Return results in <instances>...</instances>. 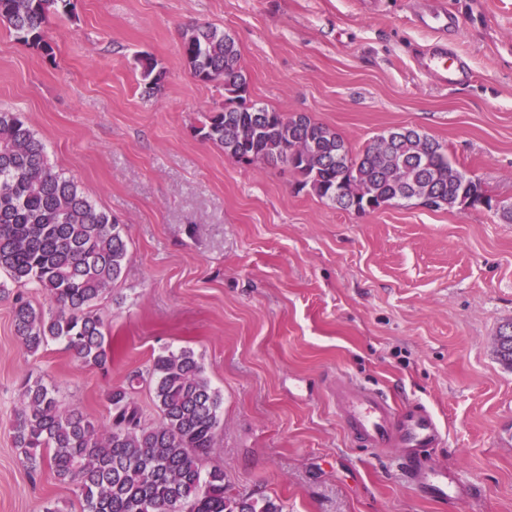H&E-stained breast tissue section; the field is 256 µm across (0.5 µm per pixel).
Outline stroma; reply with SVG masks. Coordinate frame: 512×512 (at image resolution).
Returning a JSON list of instances; mask_svg holds the SVG:
<instances>
[{"mask_svg": "<svg viewBox=\"0 0 512 512\" xmlns=\"http://www.w3.org/2000/svg\"><path fill=\"white\" fill-rule=\"evenodd\" d=\"M438 2L472 68L456 87L418 66L433 35L417 19ZM191 23L235 39L253 101L309 115L355 150L414 128L512 201V0H77L50 16L48 55L0 25V110L23 113L51 167L118 217L129 245L95 306L108 372L58 342L27 355L0 298V512H81L73 486L20 463L25 379L100 425L112 387L184 348L222 397L203 468L237 493L287 512H512V370L495 353L512 322V222L413 204L360 216L300 188L287 165L235 162L199 133L224 89L189 73ZM144 52L165 71L151 96ZM340 383L428 405L445 430L432 454L468 498L423 499L394 449L351 437Z\"/></svg>", "mask_w": 512, "mask_h": 512, "instance_id": "obj_1", "label": "stroma"}]
</instances>
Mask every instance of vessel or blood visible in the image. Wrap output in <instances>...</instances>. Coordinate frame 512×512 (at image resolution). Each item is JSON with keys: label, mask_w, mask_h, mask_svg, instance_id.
<instances>
[{"label": "vessel or blood", "mask_w": 512, "mask_h": 512, "mask_svg": "<svg viewBox=\"0 0 512 512\" xmlns=\"http://www.w3.org/2000/svg\"><path fill=\"white\" fill-rule=\"evenodd\" d=\"M420 24L437 34L419 58L421 69L445 86L467 80L472 74L469 62L447 38L458 27L456 18L442 9L421 18ZM336 404L348 432L365 446L398 450L405 480L423 489L428 499L441 501L464 494L456 474L425 454L442 440L440 425L428 407L412 404L400 409L385 393L351 385L337 387Z\"/></svg>", "instance_id": "obj_1"}]
</instances>
